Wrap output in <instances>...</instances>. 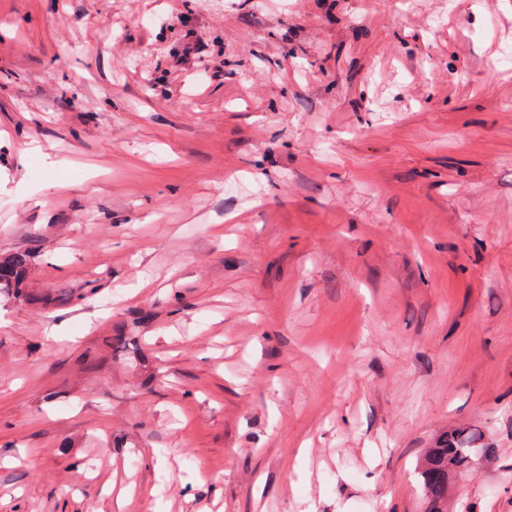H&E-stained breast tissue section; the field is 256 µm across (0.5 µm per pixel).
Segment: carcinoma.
Listing matches in <instances>:
<instances>
[{
    "label": "carcinoma",
    "instance_id": "cac0c4a2",
    "mask_svg": "<svg viewBox=\"0 0 512 512\" xmlns=\"http://www.w3.org/2000/svg\"><path fill=\"white\" fill-rule=\"evenodd\" d=\"M28 258L24 253H14L0 258V296H21L25 293ZM134 348L133 354L140 360L145 356L137 347L136 337L129 335L127 328L119 330L112 338L111 348L124 353ZM482 435L467 426H455L435 440L424 462L414 470V483L423 500L428 504L426 512H448V503L456 479L476 470L483 459L493 452L491 448L478 446Z\"/></svg>",
    "mask_w": 512,
    "mask_h": 512
}]
</instances>
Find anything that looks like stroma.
Here are the masks:
<instances>
[{
    "instance_id": "35a3bbf8",
    "label": "stroma",
    "mask_w": 512,
    "mask_h": 512,
    "mask_svg": "<svg viewBox=\"0 0 512 512\" xmlns=\"http://www.w3.org/2000/svg\"><path fill=\"white\" fill-rule=\"evenodd\" d=\"M195 43V66L178 59ZM512 0H0V512H512ZM141 321L148 383L104 342ZM28 258L24 253H14L0 258V296H22L25 293V279ZM481 439V433L468 426H455L435 438L424 462L413 471L415 486L429 505L425 512H448L455 480L476 470L495 449L479 447Z\"/></svg>"
}]
</instances>
